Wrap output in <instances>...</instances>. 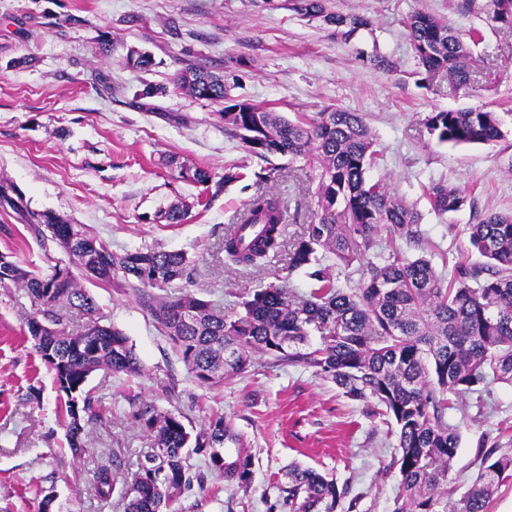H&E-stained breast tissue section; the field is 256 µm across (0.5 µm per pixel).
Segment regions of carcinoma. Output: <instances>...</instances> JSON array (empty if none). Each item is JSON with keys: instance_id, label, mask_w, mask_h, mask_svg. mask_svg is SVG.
Here are the masks:
<instances>
[{"instance_id": "obj_1", "label": "carcinoma", "mask_w": 512, "mask_h": 512, "mask_svg": "<svg viewBox=\"0 0 512 512\" xmlns=\"http://www.w3.org/2000/svg\"><path fill=\"white\" fill-rule=\"evenodd\" d=\"M303 17H321L348 39L369 26L360 15L326 11L324 0H291ZM490 20L512 26V0H491ZM407 33L427 76L444 75L460 86L474 82L466 65L470 49L448 22L417 12ZM176 88L188 95L224 105V132L261 159L271 155L301 158L314 172L318 212L302 234L285 240L288 203L264 184L249 199L238 227L224 233V262L261 269L287 252L288 269L306 268L315 287L295 295L274 282L246 292L240 310L224 313L219 303L189 291L195 269L187 255L145 247L117 253L110 243L91 236L85 225L70 224L48 212H33L0 179V208L48 252L62 248L85 276L115 285L133 296L180 356L192 379L220 388L224 378L247 370L255 354L279 365H303L332 379L343 394L382 407L396 436L392 465L398 468L404 495L393 512H441L448 471L459 447L457 426L448 422L454 403L483 392L494 381L512 384V214L491 213L468 225L469 243L486 264L462 259L452 277L424 257H409L383 244L382 234L419 244L421 214L367 176L375 163L373 139L363 115L344 109L325 110L292 121L272 109L236 99L224 75L190 64L176 76ZM430 134L441 143L486 144L500 136L496 115L483 110H441L426 118ZM180 177L201 185L226 187L241 178L229 167L224 176L199 167L180 166ZM433 212L443 215L466 204L458 189L443 182L427 188ZM344 267L364 266L357 286L335 274ZM20 287L34 312L27 320L33 350L57 383V414L66 429L71 452L86 448L87 427L97 423L103 396L87 388L99 370L138 374L140 360L119 329L95 319L97 301L67 265L44 271L0 254V287ZM86 316L74 331L62 327L66 313ZM319 339L312 346L310 338ZM153 440L152 452L137 463L120 492L123 512H177L176 498L193 486L204 489V472L191 463L199 454L208 469L246 486L250 455L237 451L228 460L221 448L239 436L221 414L197 433L180 412L158 413L147 406L138 415ZM479 471L451 512H491V497L512 479V448L485 433L478 443ZM279 486L289 512H346V489L311 468L292 465ZM102 499L115 491L112 470L94 474Z\"/></svg>"}]
</instances>
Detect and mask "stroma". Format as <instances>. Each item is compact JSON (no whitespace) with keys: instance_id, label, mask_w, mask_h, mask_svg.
I'll return each mask as SVG.
<instances>
[{"instance_id":"obj_1","label":"stroma","mask_w":512,"mask_h":512,"mask_svg":"<svg viewBox=\"0 0 512 512\" xmlns=\"http://www.w3.org/2000/svg\"><path fill=\"white\" fill-rule=\"evenodd\" d=\"M325 7L371 25L346 40L321 19L297 14L290 0H0V178L18 186L31 210L88 225L113 250L186 252L196 266L193 291L223 301L225 312L246 289L278 275L289 289L308 293L312 280L289 271L286 256L259 270L224 264L219 245L265 163L225 135L219 104L174 89L176 73L200 63L223 71L233 96L291 120L328 107L362 113L379 155L370 178L421 213L426 238L447 253L445 275L460 258L479 262L467 226L491 211L512 212V30L490 21L489 0H325ZM417 11L451 23L471 43V86L422 78L406 29ZM105 38L110 46L102 54ZM134 48L151 54L150 70L127 67ZM376 55L392 69L376 68ZM104 79L111 92L103 91ZM147 83L168 89L152 110L136 103ZM457 109L496 113L501 138L438 143L426 117ZM182 163L219 175L237 166L243 178L214 195L180 179ZM439 181L466 196L461 210L431 211L425 190ZM306 185L298 162L269 184L288 201L286 237L315 219ZM176 205L187 206L188 216L167 223L164 214ZM0 253L43 269L67 259L61 249L43 251L1 210ZM89 290L98 320L127 335L142 372L91 375L89 388L105 397L102 420L76 458L56 416L53 376L28 335L31 300L20 288L0 287V512H38L46 495L50 512H123L119 497L95 495L92 476L105 465L121 482L136 470L151 449L138 419L148 405L179 410L196 429L212 413L224 414L241 437L226 444L225 455L242 448L252 458L248 487L207 472L205 490L180 497L181 512H282L278 486L292 463L347 487L352 512H392L403 490L392 465L396 437L384 416L314 369L278 366L262 355L223 387H201L132 296L106 285ZM171 378L178 381L172 397L161 390ZM486 401L483 415L472 397L448 412L460 436L448 472L451 499L477 474L482 434L500 432L502 446L512 445V386L491 385Z\"/></svg>"}]
</instances>
